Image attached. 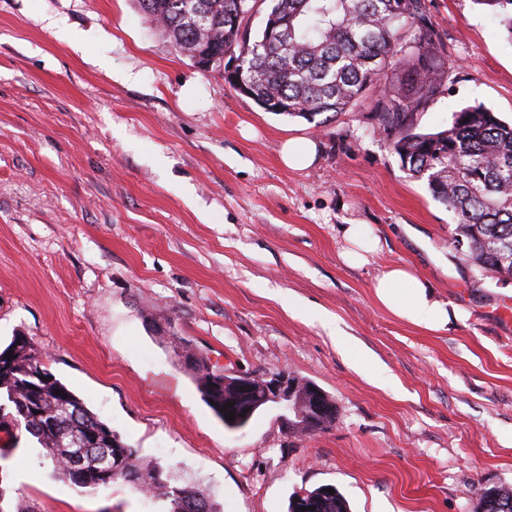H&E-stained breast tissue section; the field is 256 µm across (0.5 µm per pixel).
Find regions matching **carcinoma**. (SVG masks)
<instances>
[{"mask_svg": "<svg viewBox=\"0 0 512 512\" xmlns=\"http://www.w3.org/2000/svg\"><path fill=\"white\" fill-rule=\"evenodd\" d=\"M512 35V0H477ZM175 51L229 53L241 70L224 75L264 111L290 117L346 112L367 90L402 168L426 181L432 197L457 216L450 241L466 261L497 279L512 278V124L477 105L451 114L435 133L413 131V117L448 80L451 69L422 0H270L259 32L242 39L236 21L256 0H138ZM417 26L413 41L402 30ZM12 356H7V353ZM197 390L224 426V393L204 368H191ZM0 429L25 431L43 448L55 475L97 490L121 481L160 501L166 512H223L216 499L157 462H145L84 401L49 372L23 336L0 350ZM0 512H36L17 496ZM307 510H301V507ZM314 510H308V507ZM287 512H351L339 490L320 486L291 496Z\"/></svg>", "mask_w": 512, "mask_h": 512, "instance_id": "obj_1", "label": "carcinoma"}]
</instances>
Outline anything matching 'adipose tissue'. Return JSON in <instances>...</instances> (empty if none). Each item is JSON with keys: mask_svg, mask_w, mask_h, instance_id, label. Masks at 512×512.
<instances>
[{"mask_svg": "<svg viewBox=\"0 0 512 512\" xmlns=\"http://www.w3.org/2000/svg\"><path fill=\"white\" fill-rule=\"evenodd\" d=\"M378 302L396 317L432 331L446 329L448 305L437 298L429 282L419 279L410 266L387 267L373 284Z\"/></svg>", "mask_w": 512, "mask_h": 512, "instance_id": "1", "label": "adipose tissue"}]
</instances>
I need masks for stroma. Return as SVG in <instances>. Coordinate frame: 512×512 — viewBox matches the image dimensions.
<instances>
[{
	"label": "stroma",
	"instance_id": "35a3bbf8",
	"mask_svg": "<svg viewBox=\"0 0 512 512\" xmlns=\"http://www.w3.org/2000/svg\"><path fill=\"white\" fill-rule=\"evenodd\" d=\"M454 68L417 113L447 128L475 103L512 121V37L475 0H423ZM376 90L333 118L262 110L176 53L136 0H0V348L31 339L49 371L136 448L224 512H287L333 485L351 512H477L512 488V281L448 243L456 218L402 169ZM305 136L317 163L281 165ZM381 239L345 264L340 227ZM412 266L462 316L432 332L373 283ZM228 371L311 380L332 428L274 409L231 431L182 341ZM0 484L38 512H160L128 486L56 479L28 434L0 432ZM193 380L196 384L197 390L201 394L203 401L214 411V413L224 422V426L228 429L232 428V422L229 419H225L224 415V393L223 391H217L213 388L210 381L209 375L206 372L205 367L197 368L190 366ZM210 399H213L215 405L210 403Z\"/></svg>",
	"mask_w": 512,
	"mask_h": 512
}]
</instances>
